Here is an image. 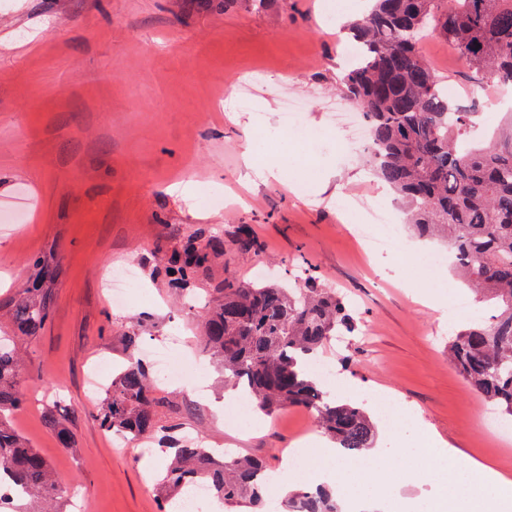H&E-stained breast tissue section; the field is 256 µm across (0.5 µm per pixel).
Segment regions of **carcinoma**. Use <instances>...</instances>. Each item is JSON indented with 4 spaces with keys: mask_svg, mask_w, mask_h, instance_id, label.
I'll use <instances>...</instances> for the list:
<instances>
[{
    "mask_svg": "<svg viewBox=\"0 0 512 512\" xmlns=\"http://www.w3.org/2000/svg\"><path fill=\"white\" fill-rule=\"evenodd\" d=\"M360 50L340 87L362 111L369 130L374 174L402 200L407 225L421 237L440 238L451 268L483 296L492 314L468 322L448 340L450 362L480 395L512 418V112L507 132L484 142L477 113L453 103L422 51L438 34L482 85L512 87V0H375L349 27ZM246 257L260 250L251 229L239 224L230 239L190 235L178 246L155 248L169 284L187 291L210 276L224 251ZM33 283L8 302L11 332L0 336V474L19 487L0 497V512H57L68 488L46 457L13 420L27 405L26 344L49 322L51 286L60 273L56 255L32 259ZM199 311L203 340L224 371V384L273 414L300 409L313 415L344 455L372 447L375 427L353 403L326 399L309 362L332 337L352 335L357 320L345 298L300 267L287 287L270 281L241 283L231 276L212 285ZM128 364L112 377L96 421L105 432L142 440L173 434L180 424H159L169 407L155 377L136 357L140 337L125 334ZM58 443L74 446L65 420L50 414ZM267 466L252 457H219L186 441L174 446L157 492L169 512L187 485L202 481L225 505L261 512L268 493ZM287 512H340L336 491L318 486L285 497Z\"/></svg>",
    "mask_w": 512,
    "mask_h": 512,
    "instance_id": "carcinoma-1",
    "label": "carcinoma"
}]
</instances>
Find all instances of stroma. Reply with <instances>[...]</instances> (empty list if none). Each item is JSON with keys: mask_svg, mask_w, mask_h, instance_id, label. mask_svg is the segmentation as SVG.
I'll return each mask as SVG.
<instances>
[{"mask_svg": "<svg viewBox=\"0 0 512 512\" xmlns=\"http://www.w3.org/2000/svg\"><path fill=\"white\" fill-rule=\"evenodd\" d=\"M367 8L368 0H213L206 9L193 0H0V202L21 194L29 201L25 222L0 231V303L31 280L33 255L61 259L51 319L27 346L30 403L15 423L60 479L78 488L87 512L160 510L154 483L162 456L145 443L114 450L94 418L88 374L101 358L116 369L127 364L124 331L135 330L144 349L181 338L200 360L197 378L165 387L177 409L162 421L183 423L207 447L260 458L275 471L311 426L299 409L253 411L243 421L216 414L224 383L202 350L198 319L155 271L153 248L164 237L237 224L251 227L260 250L225 254L214 279L248 282L262 264L284 282L301 264L357 306L358 336L319 356L337 374L325 392L368 412L378 453L337 456L332 468L341 481L365 466L407 467L425 429L512 476V440L482 421L492 404L448 361L446 332L459 320L439 308L470 290L450 268L430 279L412 267L413 257L433 248L412 234H403L400 250L368 251L351 235L358 214L342 209L359 195L403 215L372 175L363 144L334 120L347 104L336 90L348 61L344 27ZM422 49L449 97L475 104L482 132L492 134L501 116L472 72L449 58L439 36H427ZM246 82L256 92L242 107ZM289 96L303 101L306 124L323 143L285 136ZM252 155L287 160L288 169L261 180ZM188 176L191 193H169ZM206 188L223 189L226 207L199 205ZM125 261L135 262L147 300L119 310L100 276ZM200 382L208 399L195 393ZM389 399L405 409L391 422L381 406ZM50 410L74 432L72 448L59 446ZM377 492L389 512H421L439 495L426 471Z\"/></svg>", "mask_w": 512, "mask_h": 512, "instance_id": "obj_1", "label": "stroma"}]
</instances>
